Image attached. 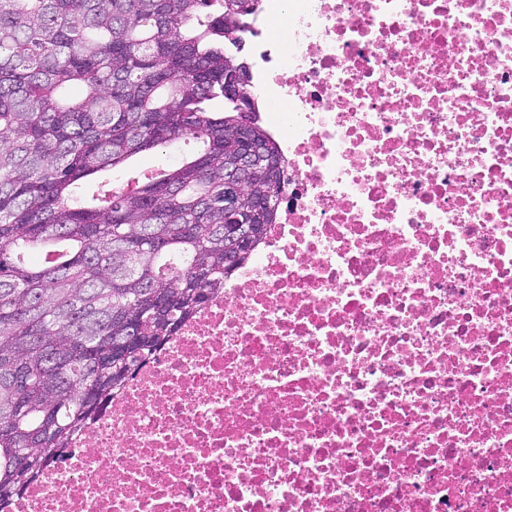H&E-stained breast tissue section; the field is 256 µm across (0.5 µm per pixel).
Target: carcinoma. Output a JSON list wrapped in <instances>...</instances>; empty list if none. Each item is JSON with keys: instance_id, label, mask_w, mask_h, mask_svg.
<instances>
[{"instance_id": "carcinoma-1", "label": "carcinoma", "mask_w": 512, "mask_h": 512, "mask_svg": "<svg viewBox=\"0 0 512 512\" xmlns=\"http://www.w3.org/2000/svg\"><path fill=\"white\" fill-rule=\"evenodd\" d=\"M257 2L0 0V512L133 377L115 365L123 337L128 363L152 357L234 270L224 165L241 112L224 69ZM179 142L196 152L131 191L98 181ZM241 196L263 198L258 243L280 172ZM22 452L38 467L20 471Z\"/></svg>"}]
</instances>
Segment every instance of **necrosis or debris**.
Masks as SVG:
<instances>
[{"label":"necrosis or debris","mask_w":512,"mask_h":512,"mask_svg":"<svg viewBox=\"0 0 512 512\" xmlns=\"http://www.w3.org/2000/svg\"><path fill=\"white\" fill-rule=\"evenodd\" d=\"M275 224L12 512H512V0H259Z\"/></svg>","instance_id":"obj_1"}]
</instances>
